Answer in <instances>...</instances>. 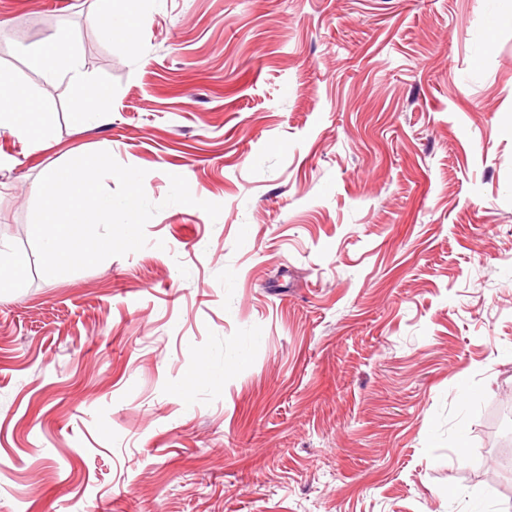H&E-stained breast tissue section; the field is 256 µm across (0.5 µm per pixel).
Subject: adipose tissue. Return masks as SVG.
<instances>
[{
    "label": "adipose tissue",
    "instance_id": "1",
    "mask_svg": "<svg viewBox=\"0 0 512 512\" xmlns=\"http://www.w3.org/2000/svg\"><path fill=\"white\" fill-rule=\"evenodd\" d=\"M33 69L48 75L81 82V63L73 44L65 37L43 40L28 54ZM50 102L46 96L19 79L0 73V129L28 138L33 150H40L53 136L47 119Z\"/></svg>",
    "mask_w": 512,
    "mask_h": 512
}]
</instances>
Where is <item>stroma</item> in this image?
I'll list each match as a JSON object with an SVG mask.
<instances>
[{"label":"stroma","mask_w":512,"mask_h":512,"mask_svg":"<svg viewBox=\"0 0 512 512\" xmlns=\"http://www.w3.org/2000/svg\"><path fill=\"white\" fill-rule=\"evenodd\" d=\"M98 8L0 0L53 125L0 130V512H512V0H130L134 51ZM60 33L101 123L26 64ZM103 150L149 244L43 276L33 187ZM111 96L101 89H97L87 94L81 102L82 112L88 118L106 114L110 108ZM1 288H23L26 283L28 271L27 256L21 252H4L0 250ZM6 271V280L2 278V272Z\"/></svg>","instance_id":"stroma-1"}]
</instances>
